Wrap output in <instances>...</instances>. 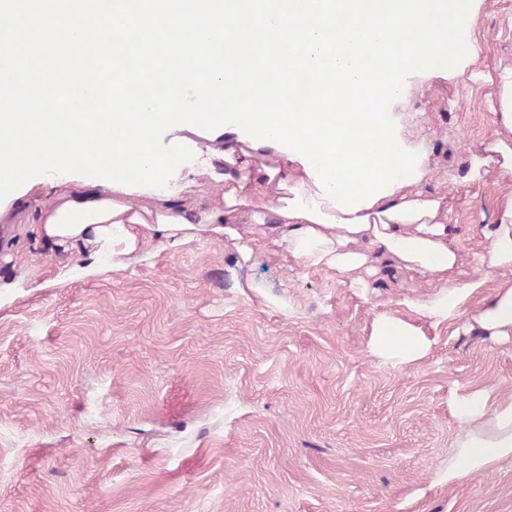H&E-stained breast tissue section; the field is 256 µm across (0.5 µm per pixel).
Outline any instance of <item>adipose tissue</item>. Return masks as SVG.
<instances>
[{
	"label": "adipose tissue",
	"mask_w": 512,
	"mask_h": 512,
	"mask_svg": "<svg viewBox=\"0 0 512 512\" xmlns=\"http://www.w3.org/2000/svg\"><path fill=\"white\" fill-rule=\"evenodd\" d=\"M496 96L492 135L468 156L469 183L483 180L494 162L512 174V64L501 67ZM392 114L405 147H423L426 158L416 166L419 179L393 185L391 195L369 208L346 214L333 207L285 151L201 137L194 142L201 153L195 168L221 187L208 205L181 204L171 195L103 192L83 183L38 197L36 232L54 249H82L91 274L126 270L158 239L176 247L202 237L241 241L244 233L257 232L310 269L357 280L385 272L417 275L432 292L412 303L413 318L383 312L372 322L370 351L392 369L423 359L447 325L463 324L492 341L512 338V194L500 201L494 223L483 227L488 246L474 256L481 278L463 280L448 200L430 188L437 170L433 135L409 99L395 103ZM487 273L495 277L493 286L485 284ZM453 410L458 429L440 482L454 484L512 460V395L467 390L455 394Z\"/></svg>",
	"instance_id": "obj_1"
}]
</instances>
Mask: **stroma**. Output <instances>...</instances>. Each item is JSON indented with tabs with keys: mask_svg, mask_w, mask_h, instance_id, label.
Segmentation results:
<instances>
[{
	"mask_svg": "<svg viewBox=\"0 0 512 512\" xmlns=\"http://www.w3.org/2000/svg\"><path fill=\"white\" fill-rule=\"evenodd\" d=\"M471 34L479 61L412 100L467 256L512 192V176L459 182L493 130L512 0H485ZM24 203L0 218V512H512V462L434 483L454 392H512V341L447 329L396 370L369 352L378 314L428 295L418 278L362 292L270 241L245 262L206 239L84 277Z\"/></svg>",
	"mask_w": 512,
	"mask_h": 512,
	"instance_id": "35a3bbf8",
	"label": "stroma"
}]
</instances>
